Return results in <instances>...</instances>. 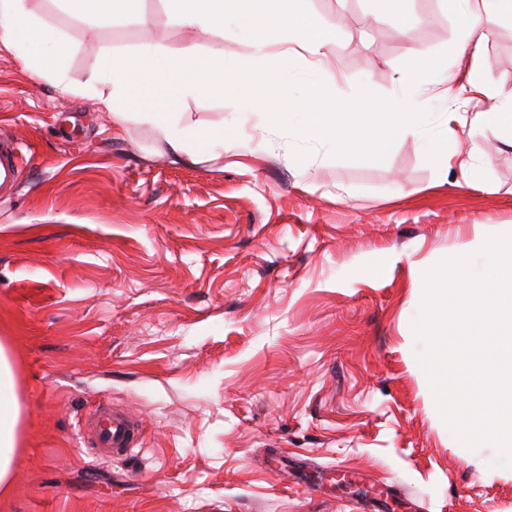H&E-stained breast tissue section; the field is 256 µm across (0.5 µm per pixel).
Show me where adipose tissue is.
<instances>
[{"label": "adipose tissue", "mask_w": 512, "mask_h": 512, "mask_svg": "<svg viewBox=\"0 0 512 512\" xmlns=\"http://www.w3.org/2000/svg\"><path fill=\"white\" fill-rule=\"evenodd\" d=\"M168 23L186 29L213 32L231 28L238 38L253 42L261 58H268L270 45H282L276 59L291 66L299 52L315 60L318 79L314 89L301 91L283 84L282 92L292 102L288 117L299 136L332 146L339 151H371L383 159L384 145L401 134L421 141L433 163L441 172L459 168L468 174L474 161H487L489 154L478 140V133L491 130L502 144L512 146V90L488 85L482 74L486 60L479 48L495 26L512 21V0H444L449 14L462 19L463 46L469 49L468 77L454 83L447 62H414L412 83L415 94L410 98H393V111L372 120L366 101L354 98L350 109L337 111L328 94L327 77L333 67L327 47L335 35L329 23L311 20L307 0H277L288 20V30L266 38L258 37L250 14L242 8H225L224 0H167ZM23 60L35 73L60 79V62L68 52L63 36L45 37L37 21L27 10L25 0H0V49ZM198 59L195 47L172 55L146 46L129 55H106L89 76L87 87L96 89L104 111L112 113L116 123L131 119L150 122L164 136L175 160L197 159L213 154L216 148H237L241 142L235 127L213 130L205 127H181L174 115L183 100L202 93L215 82V68L193 70ZM475 98L489 100L486 111L466 117L456 112L458 103ZM448 106L449 122L460 127L469 141L466 158L439 145L428 132L427 105ZM19 406L14 394V374L9 357L0 346V497L12 489L11 468L18 436Z\"/></svg>", "instance_id": "adipose-tissue-1"}]
</instances>
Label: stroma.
Returning <instances> with one entry per match:
<instances>
[{
  "instance_id": "obj_1",
  "label": "stroma",
  "mask_w": 512,
  "mask_h": 512,
  "mask_svg": "<svg viewBox=\"0 0 512 512\" xmlns=\"http://www.w3.org/2000/svg\"><path fill=\"white\" fill-rule=\"evenodd\" d=\"M63 34L65 83L0 51V132L24 145L0 198V346L13 366L22 446L0 512H512V467L469 450L415 357L424 274L512 227V147L440 172L411 135L385 162L298 138L250 95L186 98L184 125L237 123L242 148L176 162L148 122L115 125L85 82L105 54L150 45L261 69L233 31L167 23L164 0L101 25L26 0ZM337 23L338 83L410 94V64L464 77L461 26L415 0L402 30L375 0H309ZM487 83L512 88V23L484 43ZM101 403L138 426L117 458L91 451ZM360 490L341 494L336 473Z\"/></svg>"
}]
</instances>
